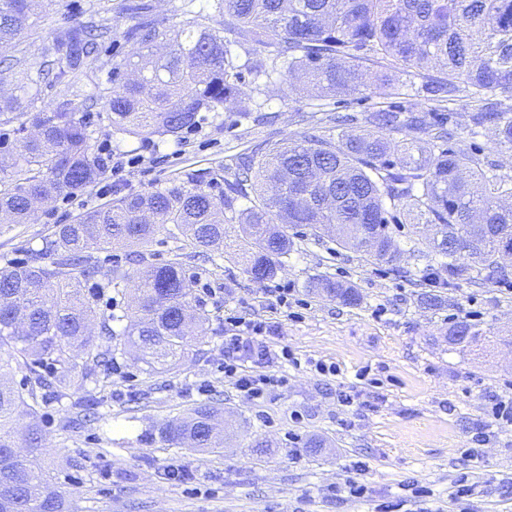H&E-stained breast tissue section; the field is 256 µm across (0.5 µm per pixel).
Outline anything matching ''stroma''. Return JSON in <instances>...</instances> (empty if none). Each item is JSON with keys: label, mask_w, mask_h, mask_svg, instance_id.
Masks as SVG:
<instances>
[{"label": "stroma", "mask_w": 512, "mask_h": 512, "mask_svg": "<svg viewBox=\"0 0 512 512\" xmlns=\"http://www.w3.org/2000/svg\"><path fill=\"white\" fill-rule=\"evenodd\" d=\"M120 0H46L36 32L20 43L38 54L59 29ZM238 104L175 141L111 134L106 112L86 113L95 141L111 139L125 165L77 195L60 196L26 224H0V267L28 259L54 225L72 223L115 195L141 193L220 174L228 191L238 158L265 143L301 139L316 128L334 133L336 114L364 126L370 112L399 105L418 115L446 117L440 103L406 94L383 99L361 94L317 97L245 74ZM299 245L270 281H252L231 258L211 263L187 253L193 296L210 321L202 344L183 363L147 371L131 355L95 389L100 421H85L69 400L40 403L46 437L44 464L54 472L72 512H512V430L472 441L495 396L512 397V285L494 280L429 285L412 262L399 267L364 261L354 249L315 243L303 228ZM326 274L353 284L358 304L342 305L309 288ZM290 289L287 307L273 294ZM266 321L262 340L288 347L304 360L286 386L263 401L244 398L216 365L224 315ZM473 324L474 343L448 342L457 322ZM333 362L337 375L311 371L309 361ZM368 380H359L361 370ZM347 394L349 402L338 399ZM224 407V448L203 452L168 446L162 423L202 404ZM319 438L323 449L307 448ZM268 442L254 452L255 440ZM173 462L183 465L167 476ZM469 473L474 496L450 499L456 478ZM367 487L349 495V483Z\"/></svg>", "instance_id": "35a3bbf8"}]
</instances>
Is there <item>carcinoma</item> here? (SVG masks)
<instances>
[{
    "instance_id": "carcinoma-1",
    "label": "carcinoma",
    "mask_w": 512,
    "mask_h": 512,
    "mask_svg": "<svg viewBox=\"0 0 512 512\" xmlns=\"http://www.w3.org/2000/svg\"><path fill=\"white\" fill-rule=\"evenodd\" d=\"M45 0H0V52L7 53L35 28ZM213 7L222 30L248 38L283 68L261 58L240 66L221 30L195 20L178 28L152 17L146 3L124 4L125 37L136 42L144 64L106 47L112 18L95 15L63 28L37 55L0 61V125L31 127L15 148L0 151V223L26 224L38 206L81 192L106 176L81 112L101 102L111 131L136 139L178 138L212 112L233 108L242 70L284 83L305 79L323 94L368 91L400 94L388 71L421 78L420 91L454 103L466 93L473 112L469 135L493 130V149L512 155V111L490 101L512 97V0H180L183 15ZM386 72L365 80L360 56ZM67 94L46 103L51 81ZM357 132L337 138L310 135L268 146L245 165L236 184L247 201L236 234L224 224L218 182L190 176L180 184L113 198L73 224H56L30 262L0 267V512H68L55 476L41 462L44 431L34 391L11 381L20 369L57 400L66 390L99 383L97 368L134 347L148 368L175 367L192 342L182 324L189 308L205 331L206 311L191 308L193 277L180 257L132 272L108 270L106 291L134 287V305L98 312L85 281L97 276L93 254L114 247L148 246L160 233L201 253L229 250L254 281L275 278L295 250L288 229L304 227L313 240L323 226L339 224L336 243L371 261L397 266L404 257L428 277L440 269L450 281L475 282L482 273L507 280L512 270L497 255L512 245V175L498 164L465 162L443 147L453 137L444 121L427 122L378 110ZM388 128L421 132L395 147ZM394 209L412 224H428L433 237L397 242L386 214ZM311 287L355 305L351 285L325 275ZM123 325L121 332L112 323ZM222 408L204 404L179 422L159 427L172 445L215 449Z\"/></svg>"
}]
</instances>
